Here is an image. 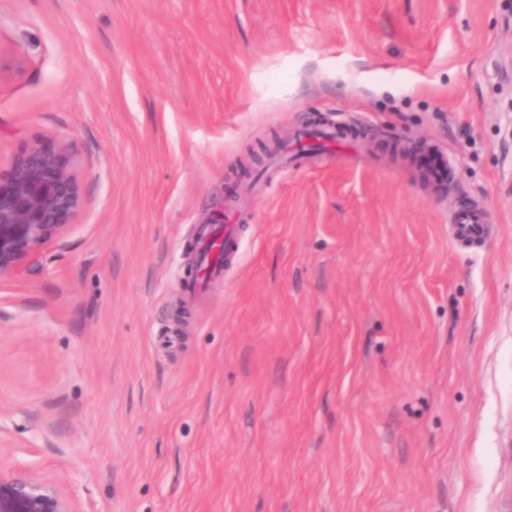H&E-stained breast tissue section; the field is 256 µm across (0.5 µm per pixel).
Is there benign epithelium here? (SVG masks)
Returning <instances> with one entry per match:
<instances>
[{
    "label": "benign epithelium",
    "instance_id": "1",
    "mask_svg": "<svg viewBox=\"0 0 512 512\" xmlns=\"http://www.w3.org/2000/svg\"><path fill=\"white\" fill-rule=\"evenodd\" d=\"M68 147L29 146L0 184V276L36 260L78 208ZM0 512H75L60 485L0 463Z\"/></svg>",
    "mask_w": 512,
    "mask_h": 512
}]
</instances>
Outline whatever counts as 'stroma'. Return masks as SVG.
<instances>
[{
  "instance_id": "stroma-1",
  "label": "stroma",
  "mask_w": 512,
  "mask_h": 512,
  "mask_svg": "<svg viewBox=\"0 0 512 512\" xmlns=\"http://www.w3.org/2000/svg\"><path fill=\"white\" fill-rule=\"evenodd\" d=\"M321 120L349 157L250 190ZM34 144L81 198L0 277V461L78 512H512V0H0V174ZM450 224L455 238L459 241H477L485 234L484 213L467 205L454 211ZM234 217L229 212H224V218L219 217V222L212 227H204L199 244V268L200 274L195 288L201 287L210 278H217L224 274V265L219 262L221 257L220 247H224V253L233 254L238 245L233 234V225L230 224Z\"/></svg>"
}]
</instances>
